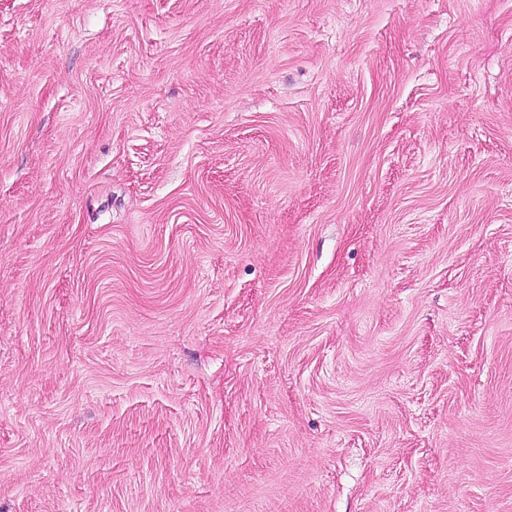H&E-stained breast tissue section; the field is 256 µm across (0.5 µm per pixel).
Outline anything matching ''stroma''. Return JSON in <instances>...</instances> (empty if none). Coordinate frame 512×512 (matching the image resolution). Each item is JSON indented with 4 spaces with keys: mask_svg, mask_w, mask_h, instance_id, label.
Returning a JSON list of instances; mask_svg holds the SVG:
<instances>
[{
    "mask_svg": "<svg viewBox=\"0 0 512 512\" xmlns=\"http://www.w3.org/2000/svg\"><path fill=\"white\" fill-rule=\"evenodd\" d=\"M0 512H512V0H0Z\"/></svg>",
    "mask_w": 512,
    "mask_h": 512,
    "instance_id": "obj_1",
    "label": "stroma"
}]
</instances>
